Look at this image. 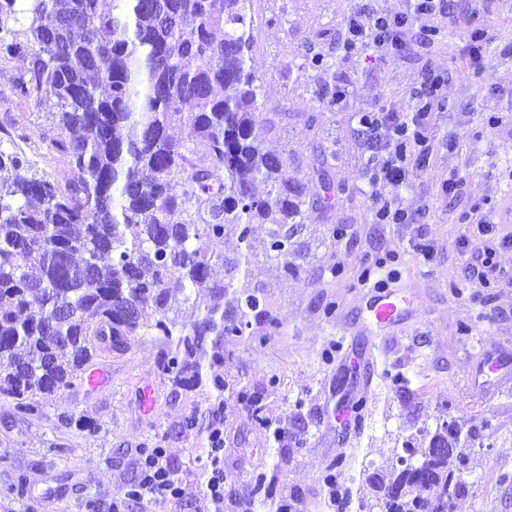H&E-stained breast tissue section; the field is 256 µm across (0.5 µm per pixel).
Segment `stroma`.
<instances>
[{
    "label": "stroma",
    "mask_w": 512,
    "mask_h": 512,
    "mask_svg": "<svg viewBox=\"0 0 512 512\" xmlns=\"http://www.w3.org/2000/svg\"><path fill=\"white\" fill-rule=\"evenodd\" d=\"M406 6V0H253L259 98L282 115L268 143L283 153L289 177L304 183L311 201L324 195L316 174L321 153L335 151L331 174L343 191L325 221L297 236L293 278H281L264 258L267 227H254L249 280L267 288L281 326L264 344L242 343L224 356L232 387L222 408L224 512H275L283 500L291 512H364V473L385 467L405 437L452 418L485 432L471 452L470 491L455 512H512V248L498 242L511 238L512 228L499 226L491 240L458 221L475 203L495 208L512 188V138L487 123L493 113L512 116V0H457L453 17L439 19L433 42L409 37L395 54L370 44L347 48L352 15ZM479 19L489 33L475 77L459 61ZM313 55L328 66L326 77L304 70ZM25 65L21 58L0 64V122L26 133L23 148L35 170L67 175L43 148V111L14 88ZM431 71L444 77L449 106L432 116L430 162L409 189H381L401 199L415 221L375 223L359 119L381 109L409 111ZM323 80L348 89L335 111L313 94ZM451 178L461 186L448 196L442 187ZM488 246L496 250L494 264L476 275L469 253ZM380 259L387 271L414 276L420 308L407 330L371 344L357 334L359 285ZM486 279L491 287H483ZM328 302L334 315L322 310ZM160 348L156 337H130L124 352L93 359L109 372L108 387L92 391L78 383L39 396L32 413L0 396V512H86L89 503L107 502L137 481L145 447L165 449L183 488L179 502H158L153 512H214L201 489L203 436L172 430L191 411H205L211 398L202 391L173 396L156 368ZM488 356L495 370L485 367ZM355 357L372 365L371 386L352 370ZM396 376L406 387L393 385ZM146 386L153 392L148 413L141 407ZM243 387L262 392L270 432L258 431L234 398ZM347 397L365 405L361 428L336 421ZM276 429L281 439H274ZM340 457L347 472L339 492L324 475ZM261 471L270 485L263 505L252 483Z\"/></svg>",
    "instance_id": "35a3bbf8"
}]
</instances>
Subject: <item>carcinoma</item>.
<instances>
[{
  "label": "carcinoma",
  "mask_w": 512,
  "mask_h": 512,
  "mask_svg": "<svg viewBox=\"0 0 512 512\" xmlns=\"http://www.w3.org/2000/svg\"><path fill=\"white\" fill-rule=\"evenodd\" d=\"M0 0V63L27 57L19 95L47 109L42 137L70 176L40 174L18 142L0 149V395L33 399L70 387L93 357L124 351L131 336L164 344L157 370L175 390L214 397L181 431H214L228 385L216 369L242 341L263 343L279 327L267 289L246 281L252 254L217 250L224 225L250 243L268 225L263 255L284 279L298 273L294 237L307 213L335 199L336 152L317 175L326 196L308 202L267 147L278 112L259 103L250 64L253 0ZM178 127L183 136L170 130ZM224 268V277L215 267ZM237 397L258 430L261 397ZM423 431L414 467L395 453L366 484L380 512H433L469 491L465 449L482 429L452 420Z\"/></svg>",
  "instance_id": "carcinoma-1"
}]
</instances>
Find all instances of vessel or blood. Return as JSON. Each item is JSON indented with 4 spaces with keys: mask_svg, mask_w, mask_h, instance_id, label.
I'll use <instances>...</instances> for the list:
<instances>
[{
    "mask_svg": "<svg viewBox=\"0 0 512 512\" xmlns=\"http://www.w3.org/2000/svg\"><path fill=\"white\" fill-rule=\"evenodd\" d=\"M410 275H388L373 284L365 285L360 296L361 333L376 340L406 325L418 311Z\"/></svg>",
    "mask_w": 512,
    "mask_h": 512,
    "instance_id": "1",
    "label": "vessel or blood"
}]
</instances>
